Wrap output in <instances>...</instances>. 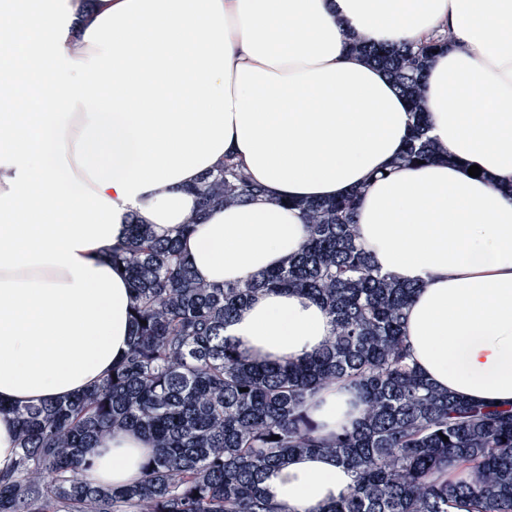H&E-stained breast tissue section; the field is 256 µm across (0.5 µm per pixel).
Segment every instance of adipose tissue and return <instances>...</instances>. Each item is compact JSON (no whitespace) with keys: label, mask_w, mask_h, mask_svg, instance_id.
Segmentation results:
<instances>
[{"label":"adipose tissue","mask_w":512,"mask_h":512,"mask_svg":"<svg viewBox=\"0 0 512 512\" xmlns=\"http://www.w3.org/2000/svg\"><path fill=\"white\" fill-rule=\"evenodd\" d=\"M441 29L453 42L424 93L429 135L453 161L400 166L408 104L347 35L397 45ZM228 155L264 192L180 235L198 279L279 266L306 236L294 201L361 191L362 244L417 287L411 363L453 394L512 406V0H0V473L17 461L7 406L72 397L128 350L132 295L112 261L127 215L179 235L191 185ZM330 330L318 303L273 290L227 334L248 360L288 364ZM307 413L326 437L361 405L337 382ZM153 450L115 432L87 449V477L139 482ZM353 480L307 454L263 488L316 512Z\"/></svg>","instance_id":"1"}]
</instances>
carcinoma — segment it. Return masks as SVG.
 Here are the masks:
<instances>
[{
	"instance_id": "cac0c4a2",
	"label": "carcinoma",
	"mask_w": 512,
	"mask_h": 512,
	"mask_svg": "<svg viewBox=\"0 0 512 512\" xmlns=\"http://www.w3.org/2000/svg\"><path fill=\"white\" fill-rule=\"evenodd\" d=\"M451 40L448 30L390 46L350 36L352 50L409 102L413 123L399 165L438 156L422 81L433 50ZM193 191L199 209L183 234L206 210L242 205L261 189L226 156ZM359 200L357 192L292 202L307 228L301 251L222 286L196 279L180 237L160 239L129 217L126 241L112 250L133 292L129 350L92 389L10 408L18 462L0 475V512H289L262 484L305 453H326L355 476L347 495L316 512H512V407L443 391L410 366L404 323L416 286L378 269L359 244ZM280 288L322 305L332 335L299 364L250 362L226 329L253 295ZM341 379L357 391L362 418L319 438L306 402ZM128 428L155 443L143 479L122 488L86 479L84 449ZM447 468L456 480L436 478Z\"/></svg>"
}]
</instances>
